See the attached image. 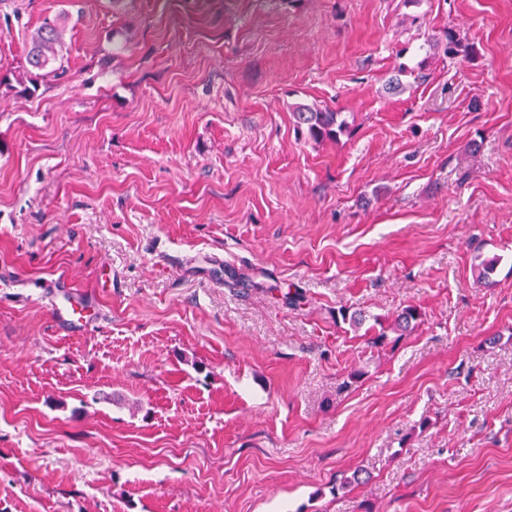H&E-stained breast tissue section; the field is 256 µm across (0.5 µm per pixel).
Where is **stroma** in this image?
Listing matches in <instances>:
<instances>
[{
    "mask_svg": "<svg viewBox=\"0 0 512 512\" xmlns=\"http://www.w3.org/2000/svg\"><path fill=\"white\" fill-rule=\"evenodd\" d=\"M0 512H512V0H0ZM63 48L60 25L56 21H47L32 35L26 55V81L19 84L26 93L34 94L44 78L57 77L65 71L59 69L63 59ZM59 60V66L54 63ZM26 82V83H25ZM296 125L314 141L336 140L346 131V124L339 121L340 112L319 110L309 106L300 105L293 112ZM91 308L92 303L86 297L73 295L65 298V303L55 308L58 326L66 330L86 326V313ZM423 313L421 309L414 305L404 307L397 315L394 321L393 331L399 333L400 336L414 330L422 321Z\"/></svg>",
    "mask_w": 512,
    "mask_h": 512,
    "instance_id": "stroma-1",
    "label": "stroma"
}]
</instances>
